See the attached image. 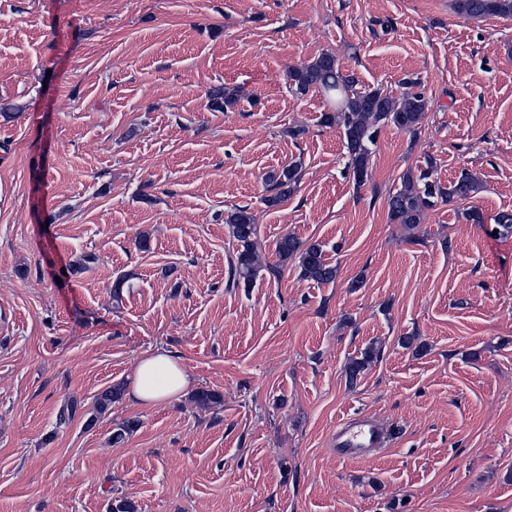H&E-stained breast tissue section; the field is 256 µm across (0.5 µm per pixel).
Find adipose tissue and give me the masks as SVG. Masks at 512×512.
Here are the masks:
<instances>
[{
    "mask_svg": "<svg viewBox=\"0 0 512 512\" xmlns=\"http://www.w3.org/2000/svg\"><path fill=\"white\" fill-rule=\"evenodd\" d=\"M192 386L193 379L183 366L169 353L157 351L138 360L129 394L154 406L186 395Z\"/></svg>",
    "mask_w": 512,
    "mask_h": 512,
    "instance_id": "1",
    "label": "adipose tissue"
}]
</instances>
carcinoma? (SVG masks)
I'll return each instance as SVG.
<instances>
[{
  "label": "carcinoma",
  "instance_id": "obj_1",
  "mask_svg": "<svg viewBox=\"0 0 512 512\" xmlns=\"http://www.w3.org/2000/svg\"><path fill=\"white\" fill-rule=\"evenodd\" d=\"M456 11L468 19L484 18L489 15L512 17V0H455ZM292 90L297 95L318 89L334 102V109L322 115L325 125H337L343 133L348 153L347 169L356 185L361 186L368 177V165L378 131L383 126L414 133L425 118L428 101L421 91L414 90L418 82L411 80L412 89L399 97L385 93L379 88L358 89L351 74L342 71L336 56L331 52L319 55L311 62L289 72ZM210 108L230 112L237 106L238 94L228 87L208 93ZM433 160L426 162V168L414 175L410 172L402 177L401 186L393 190L387 199L390 220L413 230L420 223L425 210L439 202H464L472 199L480 189L477 178L465 172L443 187L432 179ZM301 179L299 164L292 163L278 172H271L268 185L272 195L266 198L270 206L288 198L298 187ZM225 223L229 224L239 249L229 269L232 285L250 287L260 277L263 266L254 250L253 238L257 224L247 207L232 211ZM276 253L281 263L296 258L303 276L321 283L336 280L337 268L326 262L322 246L306 244L293 234L284 235L276 244ZM380 358V348L375 342L369 343L360 354L351 357L345 365V376L349 384L357 382L364 372ZM123 385L118 383L100 392L95 400L97 415H102L119 401ZM200 408H214L221 403L220 394L199 389L192 395Z\"/></svg>",
  "mask_w": 512,
  "mask_h": 512
}]
</instances>
